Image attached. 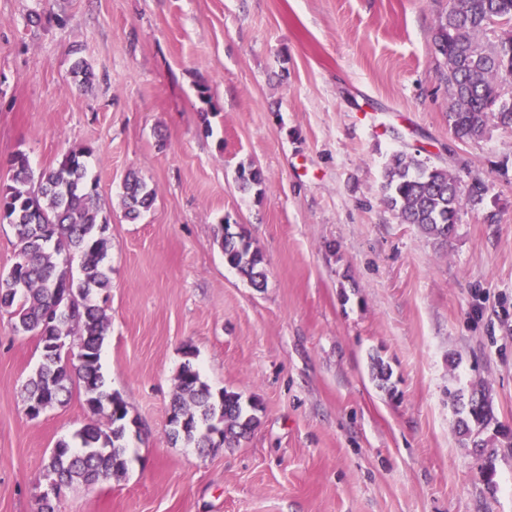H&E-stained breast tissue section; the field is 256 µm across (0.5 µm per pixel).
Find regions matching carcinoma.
I'll use <instances>...</instances> for the list:
<instances>
[{
    "label": "carcinoma",
    "mask_w": 512,
    "mask_h": 512,
    "mask_svg": "<svg viewBox=\"0 0 512 512\" xmlns=\"http://www.w3.org/2000/svg\"><path fill=\"white\" fill-rule=\"evenodd\" d=\"M505 26L500 40L485 44L479 35L495 25ZM512 0H448L435 36L436 51L444 57L452 105L448 121L457 138L482 137L493 121L512 128V102L501 101L500 87L512 81ZM90 151L72 149L52 167L34 174L27 155L10 159L12 183L0 186V223L13 226L16 249L23 261L0 274V312L6 311L18 333L36 338L41 362L25 384L27 407L44 412L62 406L73 385L82 387L85 406L102 420L89 423L70 440L58 441L44 464L49 483L66 489L109 482L128 469L125 444L129 412L125 401L105 386L101 349L109 318L98 296L111 288L108 265L110 219L103 214L97 181L88 175ZM384 204L403 224H414L441 243L454 235L463 198L480 199L478 181L468 186L442 167H429L412 155L397 153L387 165L382 185ZM125 216L137 220L155 203L144 178L128 173L122 194ZM223 225L224 262L260 288L266 280L264 259L251 250L248 236ZM80 257V276L70 262ZM81 362L69 365V356ZM175 419L169 438L209 451L223 434L231 446L258 425L238 393L213 394L199 372L186 361L177 374L171 403ZM497 423L492 401L480 386L460 397L456 429L472 447H488L482 435Z\"/></svg>",
    "instance_id": "carcinoma-1"
}]
</instances>
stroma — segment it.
<instances>
[{
	"instance_id": "stroma-1",
	"label": "stroma",
	"mask_w": 512,
	"mask_h": 512,
	"mask_svg": "<svg viewBox=\"0 0 512 512\" xmlns=\"http://www.w3.org/2000/svg\"><path fill=\"white\" fill-rule=\"evenodd\" d=\"M447 6L0 0V182L15 152L39 171L91 148L111 216L102 373L139 425L126 476L66 490L61 512H512V444L476 452L453 405L483 385L512 431V129L462 141L450 126L433 44ZM79 57L92 84L70 73ZM399 152L482 181L448 242L383 204ZM248 166L263 194L241 189ZM131 170L156 192L133 223ZM224 217L261 252L263 287L225 265ZM40 359L0 313V512H36L50 450L94 420L79 387L28 416ZM188 360L212 392L259 405L240 445L169 441Z\"/></svg>"
}]
</instances>
